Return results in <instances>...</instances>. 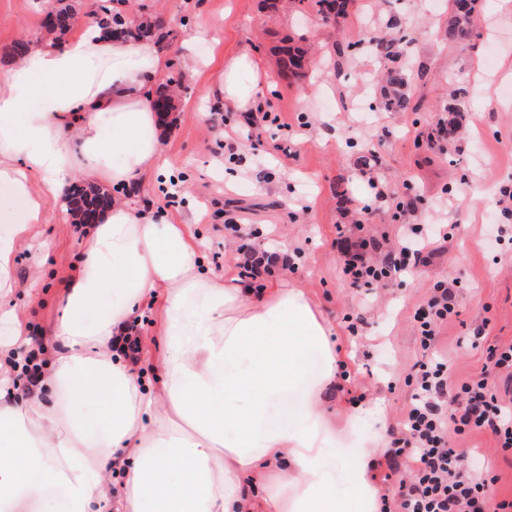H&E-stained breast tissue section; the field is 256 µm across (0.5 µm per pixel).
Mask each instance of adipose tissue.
<instances>
[{"label":"adipose tissue","mask_w":512,"mask_h":512,"mask_svg":"<svg viewBox=\"0 0 512 512\" xmlns=\"http://www.w3.org/2000/svg\"><path fill=\"white\" fill-rule=\"evenodd\" d=\"M169 60L158 45L79 26L63 43H33L0 70V321L18 354L28 329L7 303L16 246L45 223L74 177L126 186L161 166L159 116L151 89ZM248 55L218 71L223 102L243 107ZM44 190L33 194L32 180ZM189 225L132 201L100 211L82 240L77 270L59 298L61 315L45 334L50 362L34 396L13 398L0 378V506L47 501L59 512H377L371 461L346 457L344 481L325 461L321 424L336 380L331 329L304 292L274 286L261 294L203 272ZM160 300L163 341L150 359L151 392L131 360L117 356L141 307ZM325 368L309 385L294 424L270 428L268 408L306 379V355ZM306 383V382H305ZM109 399L110 426L82 424L90 395ZM124 474L110 490L105 473ZM278 486L265 488L268 471Z\"/></svg>","instance_id":"obj_1"}]
</instances>
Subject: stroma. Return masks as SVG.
<instances>
[{
	"label": "stroma",
	"instance_id": "obj_1",
	"mask_svg": "<svg viewBox=\"0 0 512 512\" xmlns=\"http://www.w3.org/2000/svg\"><path fill=\"white\" fill-rule=\"evenodd\" d=\"M475 0L476 26L466 46L450 42L448 0H352L337 24L324 23L315 0H130L140 20L163 17L170 36L166 77L177 87L161 138L163 167L131 196L140 207L190 220L203 236L205 264L237 276L240 242L269 266L265 287L302 289L331 326L337 378L324 396V419L340 459L349 446L383 461L384 442L399 437L413 387L406 381L423 351L413 314L437 282L457 281V316L441 330L453 381L479 372L491 344L512 342V209L499 204L512 186V4ZM58 0H0V68L14 64L16 42L48 38L45 19ZM307 48L301 76L281 77L278 46ZM396 41L409 107L388 111L386 71L374 44ZM265 72L251 106L280 113L282 125L249 124L222 109L214 74L241 52ZM467 112L454 141L418 144L451 97ZM390 200L378 202L377 191ZM414 209L396 213L399 202ZM241 219L242 235L224 229ZM363 220L364 235L396 242L403 224L441 229L430 263L388 285L354 286L342 273L337 225ZM38 240L18 247L17 282L8 300L32 334L58 313L57 295L79 260L82 230L49 208ZM457 448L486 453L502 495H512V466L489 435L452 436Z\"/></svg>",
	"mask_w": 512,
	"mask_h": 512
}]
</instances>
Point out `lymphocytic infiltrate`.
Here are the masks:
<instances>
[{"label": "lymphocytic infiltrate", "instance_id": "lymphocytic-infiltrate-1", "mask_svg": "<svg viewBox=\"0 0 512 512\" xmlns=\"http://www.w3.org/2000/svg\"><path fill=\"white\" fill-rule=\"evenodd\" d=\"M427 232L405 224L396 246L374 239L338 235L342 272L351 283L385 285L423 262ZM457 291L438 282L424 305L415 310L425 359L413 366L414 395L402 421V435L386 455L389 473L400 482L394 499H382L380 512H512V498L502 497L498 477L473 466L474 454L451 447L450 434L490 435L502 452H512V343L488 348L478 375L455 383L447 358L435 353L440 328L455 315Z\"/></svg>", "mask_w": 512, "mask_h": 512}]
</instances>
